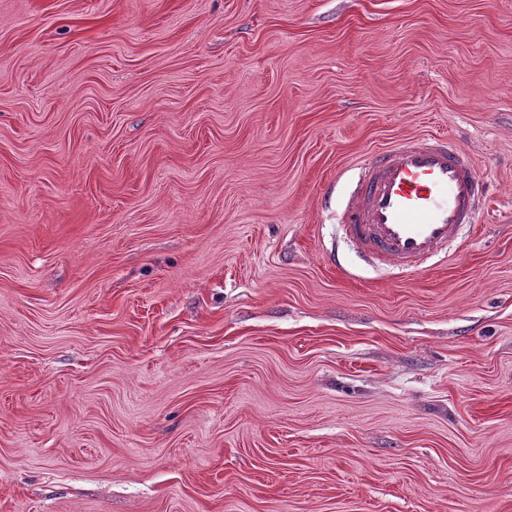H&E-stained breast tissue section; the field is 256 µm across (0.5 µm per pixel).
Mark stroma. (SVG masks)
Returning <instances> with one entry per match:
<instances>
[{
    "instance_id": "obj_1",
    "label": "stroma",
    "mask_w": 512,
    "mask_h": 512,
    "mask_svg": "<svg viewBox=\"0 0 512 512\" xmlns=\"http://www.w3.org/2000/svg\"><path fill=\"white\" fill-rule=\"evenodd\" d=\"M432 133L490 211L395 276ZM0 512H512V0H0ZM486 195L471 157L445 136L425 135L358 167L338 226L368 261L411 273L475 224Z\"/></svg>"
}]
</instances>
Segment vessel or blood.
<instances>
[{"mask_svg": "<svg viewBox=\"0 0 512 512\" xmlns=\"http://www.w3.org/2000/svg\"><path fill=\"white\" fill-rule=\"evenodd\" d=\"M486 195L471 157L447 137L425 135L360 165L338 225L365 259L410 273L475 224Z\"/></svg>", "mask_w": 512, "mask_h": 512, "instance_id": "obj_1", "label": "vessel or blood"}]
</instances>
